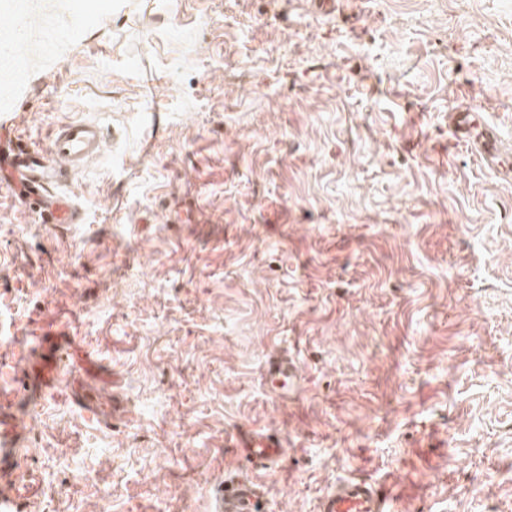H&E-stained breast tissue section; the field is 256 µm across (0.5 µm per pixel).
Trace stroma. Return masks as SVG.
Segmentation results:
<instances>
[{"label": "stroma", "mask_w": 512, "mask_h": 512, "mask_svg": "<svg viewBox=\"0 0 512 512\" xmlns=\"http://www.w3.org/2000/svg\"><path fill=\"white\" fill-rule=\"evenodd\" d=\"M0 126L99 158L45 224L0 186L10 512H209L225 469L266 512L343 478L394 512H512V0H0ZM60 337L74 371L22 368ZM300 370L280 399L269 354ZM277 431L253 467L237 429ZM455 119L458 127L463 130L462 137L471 140L481 155L489 159L501 157L497 148L495 132L481 123L477 110L458 112ZM478 129L479 132L474 134V131Z\"/></svg>", "instance_id": "1"}]
</instances>
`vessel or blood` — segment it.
I'll list each match as a JSON object with an SVG mask.
<instances>
[{"instance_id": "b4317fda", "label": "vessel or blood", "mask_w": 512, "mask_h": 512, "mask_svg": "<svg viewBox=\"0 0 512 512\" xmlns=\"http://www.w3.org/2000/svg\"><path fill=\"white\" fill-rule=\"evenodd\" d=\"M456 121L463 137L470 139L481 155L498 157L496 134L482 125L477 111L457 113ZM103 141L95 122L68 121L57 128L46 149H16L0 140V169H8L12 179L22 185L24 203L32 205L41 217L57 224H77L82 219L80 210L69 197L55 193L54 188L99 156ZM60 360L58 348L45 346L26 364L24 374L40 387H54L62 381ZM298 376V366L284 352L270 356L262 372L271 391L281 397L293 390ZM232 446L241 458L255 465L275 462L285 451V442L277 432L256 428L239 430ZM19 464L14 448V420L0 408V471ZM262 496L260 486L252 479L229 471L211 495V512H263ZM318 512H390V503L373 484L349 478L322 495Z\"/></svg>"}]
</instances>
